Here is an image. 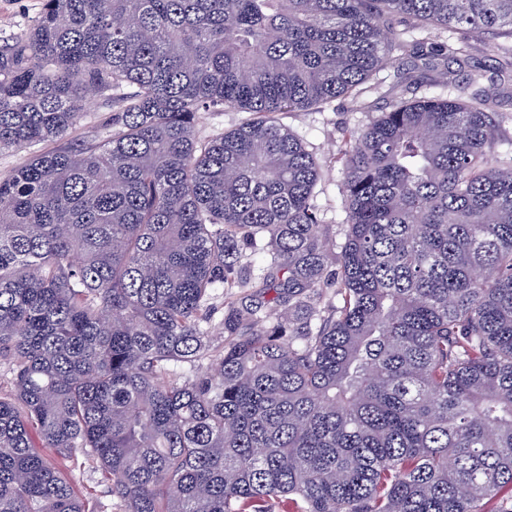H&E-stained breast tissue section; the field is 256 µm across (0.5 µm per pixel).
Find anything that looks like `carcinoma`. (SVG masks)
<instances>
[{"mask_svg": "<svg viewBox=\"0 0 512 512\" xmlns=\"http://www.w3.org/2000/svg\"><path fill=\"white\" fill-rule=\"evenodd\" d=\"M504 28L512 0H43L0 42V152L43 145L0 179V512H86L78 452L124 512H512L502 83L346 138L339 245L281 121L405 59L452 90L430 34ZM224 107L252 118L197 136ZM220 288L251 292L214 336ZM85 112V117L81 120L78 127L73 130L70 135L71 137L80 138L81 135H87L98 122L109 116L112 112V107L106 104L101 96H94L91 97Z\"/></svg>", "mask_w": 512, "mask_h": 512, "instance_id": "1", "label": "carcinoma"}]
</instances>
